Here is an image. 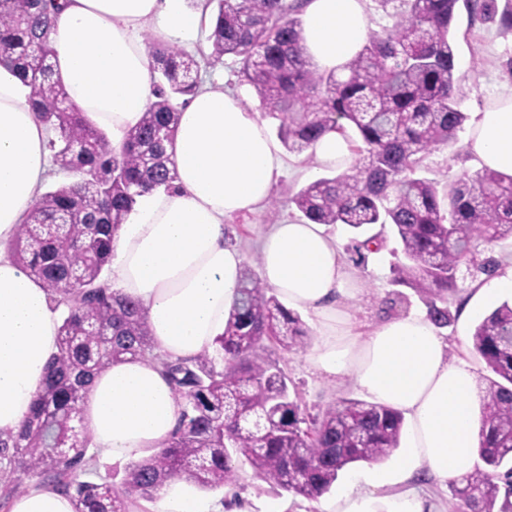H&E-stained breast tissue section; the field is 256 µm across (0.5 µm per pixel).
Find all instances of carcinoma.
Wrapping results in <instances>:
<instances>
[{
  "label": "carcinoma",
  "instance_id": "carcinoma-1",
  "mask_svg": "<svg viewBox=\"0 0 512 512\" xmlns=\"http://www.w3.org/2000/svg\"><path fill=\"white\" fill-rule=\"evenodd\" d=\"M398 2L393 23L369 36L345 66L320 71L304 58L297 30L299 0H209L215 4L200 57L147 41L154 99L119 146L70 104L52 63V15L59 0H0V66L21 79L40 119L53 131L54 165L70 181L29 211L11 244L14 260L39 279L61 310L59 348L46 367L30 415L0 433V483L13 491L19 474L72 499L74 512H127L129 496L153 497L173 478L201 489L236 484V457L274 491L316 501L357 462H379L401 444L404 416L389 407L343 399L306 419L290 398L288 376L272 354L303 350L311 336L274 289L244 270L240 299L212 351L166 360L155 347L139 303L112 291L114 235L136 203L176 178L166 145L179 122V97L192 94L201 62L239 58V73L290 152L311 148L326 132L353 128L359 158L348 170L300 189L289 203L314 224L356 232L391 226L405 263L397 282L430 299L429 318L448 323L456 274L496 270L477 260L476 242L512 238V177L489 169L466 174L442 195L418 175L424 156L452 142L468 119L459 109L450 32L458 0ZM495 0H466L474 18L496 13ZM512 304L486 315L472 346L491 373L480 405L478 454L484 467L450 482L448 512H512ZM159 362L181 410L171 438L125 470L124 490L97 469L82 402L93 378L127 357Z\"/></svg>",
  "mask_w": 512,
  "mask_h": 512
}]
</instances>
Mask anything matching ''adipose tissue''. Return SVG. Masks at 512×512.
I'll list each match as a JSON object with an SVG mask.
<instances>
[{
	"label": "adipose tissue",
	"instance_id": "obj_1",
	"mask_svg": "<svg viewBox=\"0 0 512 512\" xmlns=\"http://www.w3.org/2000/svg\"><path fill=\"white\" fill-rule=\"evenodd\" d=\"M297 18L307 60L326 72H341L370 34L365 0H303ZM209 20L208 0L192 7L186 0H66L49 33L66 98L120 144L152 98L147 39L189 46ZM48 138L18 76L0 68V432L17 430L27 418L58 350L60 314L9 252L49 178ZM466 145L481 166L512 176V90L477 110ZM167 152L175 187L142 195L120 226L112 288L140 301L156 352L191 359L211 349L238 298L245 256L225 244L224 219L269 200L281 157L259 112L220 81L200 83L189 96ZM259 254L265 283L289 308L312 316L317 343L310 364L348 375L371 402L407 417L395 471L352 476L320 512H432L418 491L384 501L376 492L421 470L440 481L472 471L480 420L470 366L449 361L434 324L420 314L356 335L344 302L357 283L321 225H273ZM179 412L161 367L141 359L98 374L84 402L95 450L115 461L161 448ZM10 512H73V505L54 487L32 486L13 497ZM150 512L215 510L194 485L173 479L157 491Z\"/></svg>",
	"mask_w": 512,
	"mask_h": 512
}]
</instances>
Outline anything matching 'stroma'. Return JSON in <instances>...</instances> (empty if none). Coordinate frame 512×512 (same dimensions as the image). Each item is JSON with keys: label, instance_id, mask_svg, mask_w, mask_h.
I'll return each mask as SVG.
<instances>
[{"label": "stroma", "instance_id": "1", "mask_svg": "<svg viewBox=\"0 0 512 512\" xmlns=\"http://www.w3.org/2000/svg\"><path fill=\"white\" fill-rule=\"evenodd\" d=\"M456 51V66L462 77L460 108L475 112L495 94L512 88V31L499 28L492 20L471 19L466 9H459L452 26ZM284 170L273 186L271 200L252 213L225 219V242L238 247L245 255V265L253 274H260L259 240L271 227L282 220H301L302 215L291 205V197L311 183L310 169L316 165L312 151L283 152ZM479 164L465 150L463 138L437 147L425 158L422 176L447 188L464 174L477 170ZM326 233L332 236L343 258L355 274L360 292L352 302L350 312L356 330L365 334L385 319L427 313L428 299L414 289L393 283L391 269L402 259L401 246L392 233H384L379 250L366 253L364 261H356L347 247L352 232L343 225H329ZM473 280L467 270L457 273V287L448 294V323L437 332L448 345L451 358L466 361L475 374L478 392H485L488 371L473 352L471 335L479 316L463 314L465 302L471 296ZM275 359L287 374L289 390L297 396L304 416L321 414L341 399H362V392L348 377L330 376L315 370L305 351L280 350ZM238 479L233 488L222 491H201L203 500L220 504L239 497L254 512H319L318 502L284 493L275 494L269 485L258 478L246 461H239Z\"/></svg>", "mask_w": 512, "mask_h": 512}]
</instances>
